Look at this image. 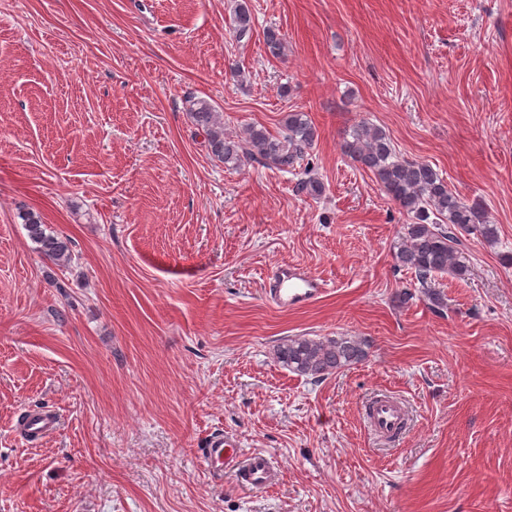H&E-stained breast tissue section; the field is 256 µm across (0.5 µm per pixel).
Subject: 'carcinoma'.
Returning a JSON list of instances; mask_svg holds the SVG:
<instances>
[{"instance_id":"carcinoma-1","label":"carcinoma","mask_w":512,"mask_h":512,"mask_svg":"<svg viewBox=\"0 0 512 512\" xmlns=\"http://www.w3.org/2000/svg\"><path fill=\"white\" fill-rule=\"evenodd\" d=\"M253 18L248 0H238L234 9L233 32L242 40L252 33ZM185 104L196 125L207 135L210 153L224 163L243 159L281 170L294 167L312 149L317 130L303 112H289L280 133L251 127L238 140L224 137L221 115L205 99L188 97ZM344 153L371 171L386 193L407 213L411 223L395 254L398 266L414 272L422 294L439 302V293L428 284L435 274L450 273L460 279L468 273L456 249L457 232L477 233L488 242L495 240L497 229L487 223L478 204L463 202L442 176L430 165L403 159L397 155L391 138L381 128L362 122L344 140ZM18 217L30 239L47 257L65 263L70 258V241L45 232L41 216L22 210ZM276 362L300 376L320 381L364 361L368 344L352 336L318 339L287 336L273 348Z\"/></svg>"}]
</instances>
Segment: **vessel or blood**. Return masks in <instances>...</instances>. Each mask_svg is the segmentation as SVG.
Returning a JSON list of instances; mask_svg holds the SVG:
<instances>
[{"label":"vessel or blood","mask_w":512,"mask_h":512,"mask_svg":"<svg viewBox=\"0 0 512 512\" xmlns=\"http://www.w3.org/2000/svg\"><path fill=\"white\" fill-rule=\"evenodd\" d=\"M324 288V281L307 269L295 264H279L269 272L265 293L280 307L292 309L316 301ZM366 417L370 428L383 437L398 434L407 421L402 403L386 394L369 401ZM202 455L208 466L220 465L232 470L241 484L255 489L268 487L278 475V466L270 455L263 451L243 454L237 440L222 433L209 437Z\"/></svg>","instance_id":"vessel-or-blood-1"}]
</instances>
